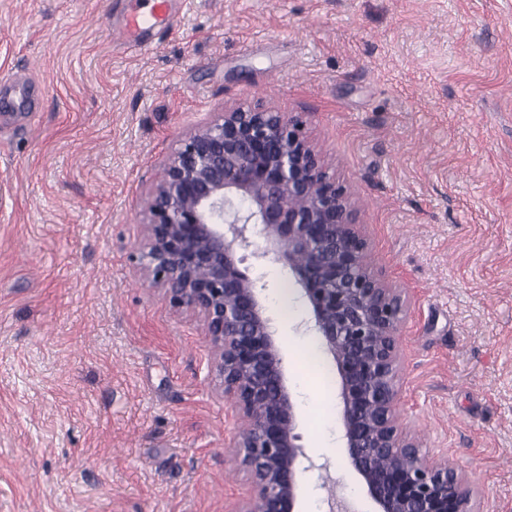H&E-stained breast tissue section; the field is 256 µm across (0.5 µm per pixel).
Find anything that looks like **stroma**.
I'll return each mask as SVG.
<instances>
[{"mask_svg":"<svg viewBox=\"0 0 512 512\" xmlns=\"http://www.w3.org/2000/svg\"><path fill=\"white\" fill-rule=\"evenodd\" d=\"M0 0V512H227L197 319L146 282L147 194L190 132L259 104L300 117L350 185L372 270L415 296L395 408L429 459L512 512V0ZM307 452L302 512H373L340 386L280 265L257 270Z\"/></svg>","mask_w":512,"mask_h":512,"instance_id":"1","label":"stroma"}]
</instances>
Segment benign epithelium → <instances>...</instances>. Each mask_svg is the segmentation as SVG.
I'll return each instance as SVG.
<instances>
[{"label": "benign epithelium", "instance_id": "1", "mask_svg": "<svg viewBox=\"0 0 512 512\" xmlns=\"http://www.w3.org/2000/svg\"><path fill=\"white\" fill-rule=\"evenodd\" d=\"M141 273L201 322L218 395L241 422L230 455L246 491L228 512H296L314 463L297 431L276 329L249 269H288L340 380L342 441L376 512H480L478 484L431 462L395 413L402 325L413 295L367 265L348 188L329 175L303 121L226 109L190 133L149 192Z\"/></svg>", "mask_w": 512, "mask_h": 512}]
</instances>
